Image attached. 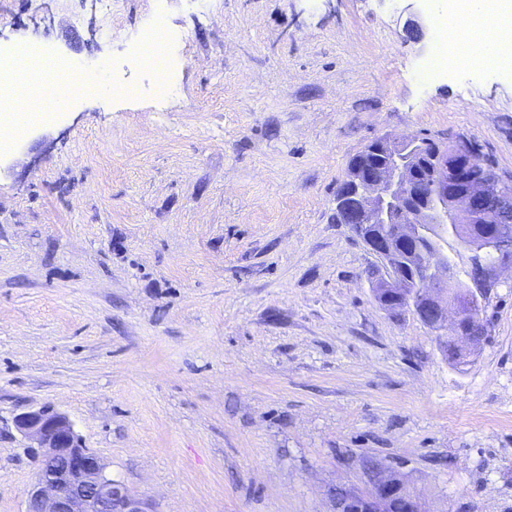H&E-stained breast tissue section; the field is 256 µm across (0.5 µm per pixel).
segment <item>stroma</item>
<instances>
[{"instance_id":"stroma-1","label":"stroma","mask_w":512,"mask_h":512,"mask_svg":"<svg viewBox=\"0 0 512 512\" xmlns=\"http://www.w3.org/2000/svg\"><path fill=\"white\" fill-rule=\"evenodd\" d=\"M444 8L0 0V45L134 89L0 156V512L26 508L38 466L12 418L40 406L150 512H329L365 459L431 512H512V275L452 365L379 306L377 258L336 221L349 160L386 134L469 140L512 178V72L424 75ZM156 12L162 96L134 60Z\"/></svg>"}]
</instances>
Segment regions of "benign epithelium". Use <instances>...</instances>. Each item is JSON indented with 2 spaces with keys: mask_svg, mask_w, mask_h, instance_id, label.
<instances>
[{
  "mask_svg": "<svg viewBox=\"0 0 512 512\" xmlns=\"http://www.w3.org/2000/svg\"><path fill=\"white\" fill-rule=\"evenodd\" d=\"M421 148L415 135L378 138L342 183L336 212L380 260L376 300L385 308L411 310L438 340L449 339L457 352L470 353L478 343L462 328L468 305L448 297L456 281L454 261L441 247L404 253L401 247L428 238L433 224L448 225V235L465 242L478 266L477 278L466 288L482 297L512 269L506 256L512 250V184L494 174L476 178L477 158L462 142L452 146L450 157L432 158L423 172ZM424 176L433 189L430 198L416 192ZM13 426L30 442L26 450L39 465L26 512H149L106 475L101 459L86 448L65 414L42 406L14 415ZM364 471L365 490H330L332 512H427L393 467Z\"/></svg>",
  "mask_w": 512,
  "mask_h": 512,
  "instance_id": "7a95c632",
  "label": "benign epithelium"
}]
</instances>
